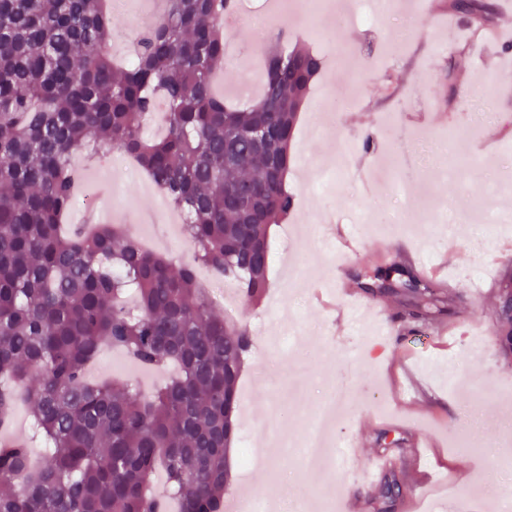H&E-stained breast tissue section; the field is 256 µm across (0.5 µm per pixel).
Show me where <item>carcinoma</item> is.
Instances as JSON below:
<instances>
[{
	"instance_id": "cac0c4a2",
	"label": "carcinoma",
	"mask_w": 512,
	"mask_h": 512,
	"mask_svg": "<svg viewBox=\"0 0 512 512\" xmlns=\"http://www.w3.org/2000/svg\"><path fill=\"white\" fill-rule=\"evenodd\" d=\"M132 45L134 63L109 54L108 0H0V429L19 399L33 438L48 448L34 469L24 441L0 444V512H167L148 484L163 464L179 512H223L226 448L237 437V380L251 336L215 314L196 276L257 305L268 288L269 225L294 199L284 177L299 108L321 68L310 51L265 50L264 94L232 105L217 95L229 0H165ZM462 20L494 25L491 0H451ZM456 58L446 79L466 89ZM163 110H158L159 105ZM162 112L163 134L145 126ZM143 169L187 215L192 260L179 271L117 224L62 230L76 202L71 155L105 146ZM247 186L250 201L233 203ZM363 290L400 294L405 314L447 312L438 290L411 277L356 273ZM494 333L512 353V314ZM135 363H172L178 375L146 394L132 382L92 384L103 344ZM409 489L386 482L375 512Z\"/></svg>"
}]
</instances>
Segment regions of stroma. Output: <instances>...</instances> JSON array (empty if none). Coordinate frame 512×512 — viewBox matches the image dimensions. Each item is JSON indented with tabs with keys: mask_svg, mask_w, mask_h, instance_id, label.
<instances>
[{
	"mask_svg": "<svg viewBox=\"0 0 512 512\" xmlns=\"http://www.w3.org/2000/svg\"><path fill=\"white\" fill-rule=\"evenodd\" d=\"M294 2L249 0L240 21L225 26L226 45L253 43L254 20L274 28L281 10ZM396 2L397 9L382 16L374 30L348 26L338 35L360 58L362 79L353 80L349 69L327 61L313 85L306 112L334 94V123L323 136L309 121L297 126L288 182L294 209L286 223L270 228V288L264 301L256 307L241 299L230 304L224 289L213 290L216 312L232 316L251 336L238 384L239 436L251 441L281 432L300 436L327 386L340 382L348 403L330 439H355L357 465L386 454L397 459L399 477L411 478L419 469L436 482L450 481L452 495H436L424 512H452L459 497L470 499L474 512H502L494 492L512 487V469L495 459L512 450V397L500 394L501 385H512V355L501 351L493 333L497 290L507 271L495 264L494 254L512 243V225L485 236L474 217L436 240L429 225L412 217L421 207L448 199L466 207L468 197L486 192L489 178H512V155L482 153V138L467 135L480 126L497 132L499 143H512V58L503 48L472 39L469 28L460 29L471 89L450 96L447 57L433 48L436 34H447V20L431 9L413 15L412 0ZM396 109L400 122L387 126L385 114ZM448 130L457 135L451 146L441 140ZM368 135L374 146L366 152L359 145ZM342 137L358 145L351 175L325 193H301L315 167L334 164ZM119 158L111 150L84 162L85 181L96 199L111 201L109 223L139 227L142 242L180 268L190 258V242L156 213L155 197L145 188L148 176L125 173ZM359 214L367 215V222L355 223ZM325 218L360 239L358 258L341 259L323 238ZM417 252L440 278L452 281L447 315L402 338L397 326L403 311L387 302L382 312L353 316L346 344H336L334 307L345 299L335 296L333 309H324L312 296L313 285L331 282L337 265L347 278L357 269L389 265L416 273L420 267L411 256ZM452 323L467 324L468 335L436 340ZM383 435L390 446L379 445ZM377 488L359 482L335 460L323 469L304 467L292 446L276 449L270 466H236L226 494H259L282 512H290L298 499L306 501L308 512H318L320 496L329 494L338 502L352 499L356 512H372L369 496Z\"/></svg>",
	"mask_w": 512,
	"mask_h": 512,
	"instance_id": "stroma-1",
	"label": "stroma"
}]
</instances>
